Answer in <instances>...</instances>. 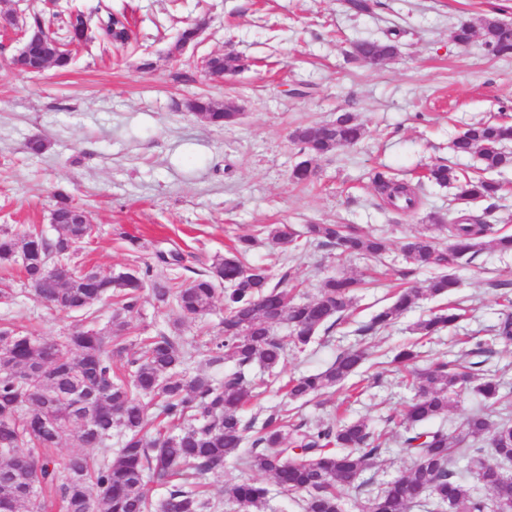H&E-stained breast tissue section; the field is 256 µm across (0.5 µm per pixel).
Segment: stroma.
I'll use <instances>...</instances> for the list:
<instances>
[{"label": "stroma", "mask_w": 512, "mask_h": 512, "mask_svg": "<svg viewBox=\"0 0 512 512\" xmlns=\"http://www.w3.org/2000/svg\"><path fill=\"white\" fill-rule=\"evenodd\" d=\"M70 3L83 11L125 12L137 39L120 53L82 51L69 69L26 75L7 66L22 45L19 30L0 27V226L49 228L63 192L97 228L83 249L88 264L107 274L148 262L153 279L184 281L224 254L233 235H257L250 262L280 274L277 250L260 232L270 224H356L387 236L391 248L379 264L316 245L289 255L302 297H315L323 280L339 273L373 286L358 294L348 324L306 351L289 352L282 374L322 371L341 350L365 348L366 392L345 405L387 438L386 452L367 473L369 488L408 472L412 460L398 441L400 414L413 393L383 358L412 340L411 325L438 301L423 298L379 334L359 336L355 329L389 303L397 286L423 284L427 272H409L398 243L422 232L448 245L427 216H455L458 205L451 188L427 183L419 208L395 212L377 198L370 175L386 170L415 181L440 159L468 171L478 167L477 157L456 156L451 142L470 123L512 116V59L490 57L477 41L458 46L449 32L459 21L476 24L494 12L512 23V0H374L372 11L358 16L345 0ZM197 17L208 19V29L197 44L173 53L183 21ZM390 33L399 36L394 60L369 67L350 59L353 43ZM229 48L248 59V69L210 78L202 59ZM147 59L153 68H143ZM197 97L233 103L237 123L215 127L188 112L186 102ZM344 112L364 125V140L319 159L312 184H294L289 174L299 146L293 131ZM35 139L45 144L38 155L28 150ZM133 237L139 247L130 246ZM159 250L179 252L181 265L157 262ZM456 273L461 286L452 300L467 318L435 336L418 365L455 359L467 351L466 337H476L491 344L484 367L512 399V345L492 341L505 305L503 285L512 281V254L483 251ZM0 280L16 291L14 304H0V316L20 331L53 339L76 326L75 317L36 299L17 269L0 267ZM222 316L217 308L199 320L180 319L147 289L130 321L135 335L174 332L192 344L188 370L194 373L208 368L207 343Z\"/></svg>", "instance_id": "obj_1"}]
</instances>
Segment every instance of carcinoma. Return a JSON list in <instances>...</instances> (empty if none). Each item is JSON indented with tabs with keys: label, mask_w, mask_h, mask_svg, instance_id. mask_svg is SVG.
I'll return each mask as SVG.
<instances>
[{
	"label": "carcinoma",
	"mask_w": 512,
	"mask_h": 512,
	"mask_svg": "<svg viewBox=\"0 0 512 512\" xmlns=\"http://www.w3.org/2000/svg\"><path fill=\"white\" fill-rule=\"evenodd\" d=\"M64 36L51 43L41 37L51 27ZM128 22L121 11L106 15L73 11L61 6L47 17L31 14L26 45L33 60H46L59 69L71 63L64 43L77 42L105 53L123 50ZM479 38L488 55L512 57V24L494 16L474 29L461 22L450 31L460 46ZM353 57L375 67L395 59V40L362 39ZM245 67L238 54L209 57L206 70L213 75L236 73ZM191 109L208 123L235 124L240 116L231 103L217 107L200 97ZM364 125L349 113L331 123L302 126L292 139L301 145L299 160L290 173L296 184L316 175L314 161L341 148L357 145ZM512 124L487 121L469 126L453 143L457 154H475L479 170L470 174L447 164H436L427 179L454 190L463 205L458 216L433 220L447 224L452 243L440 249L426 236L401 244L407 261L416 269L435 267L438 273L422 288H401L391 303L381 307L357 332L376 333L418 307L421 296L442 298L459 287L453 272L459 260L471 259L487 248L512 252V235H498L493 226L466 209L472 203L498 198L502 183L493 174L512 167ZM377 192L397 210L420 206L416 188L408 181L377 171L372 176ZM83 209L61 194L52 212L57 235L50 238L34 225L23 230L0 228V265H20V272L37 298L51 309L78 313L83 325L61 339L46 340L15 331L8 318L0 319V512H46L47 495L59 497L64 512H218L219 503L197 478L234 460L270 476L290 494L299 493L302 512H343V491L368 485L363 475L381 455L383 434L363 418H335L329 422L296 421L280 406L260 409L244 417L248 403L260 399L276 383L288 346L303 351L320 335H330L347 317L355 294L362 287L353 276L326 279L312 299H296L285 283L290 271L274 279L271 270L252 265L247 255L253 237L239 236L226 255L195 272L189 282L150 281V267L101 274L95 267L81 270L72 264L81 243L96 234L92 224H78ZM268 238L279 250V262L302 246L317 244L341 254L381 257L385 237L364 234L352 224H272ZM151 282L155 300L172 305L180 316L207 315L222 298L223 312L217 334L209 342V365L233 363L217 381L206 373L186 376L177 369L193 357L192 345L161 332L125 344L116 339L131 333L127 316ZM96 302L114 306L106 325L96 321ZM463 314L455 305H440L414 323V331L428 338L457 327ZM282 325L286 335L274 329ZM494 339L512 344V313H501ZM356 347L343 351L324 371L288 379L282 389L292 401L309 400L327 389L341 387L366 359ZM419 352L406 345L392 363L406 373L415 392L404 410L401 447L412 457L408 473L400 475L359 503L360 512H410L428 506L429 512H512V405L502 411L505 396L494 375L482 362L462 365L439 361L426 369L416 367ZM481 402L454 435L423 424L448 415L466 396ZM157 409L149 417V406ZM502 413L491 428L490 417ZM121 436L112 449V432ZM492 433L489 447L481 443ZM70 433L82 448H97V455L73 454L60 464L50 458L62 436ZM166 485L162 498L150 495L148 484ZM237 512H264L268 488L254 480L227 489Z\"/></svg>",
	"instance_id": "1"
}]
</instances>
